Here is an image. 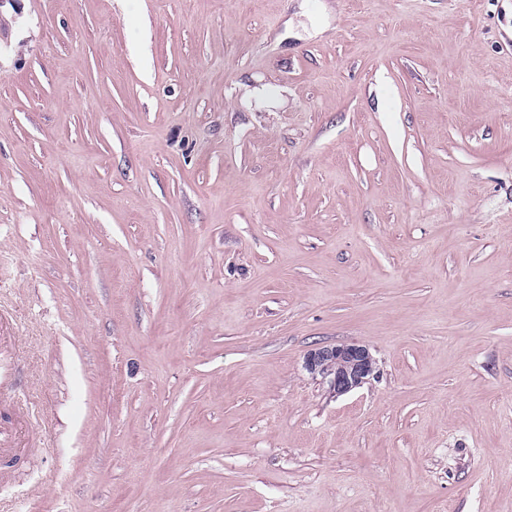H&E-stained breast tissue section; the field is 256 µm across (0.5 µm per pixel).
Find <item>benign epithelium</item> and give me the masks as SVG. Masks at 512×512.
Instances as JSON below:
<instances>
[{"label":"benign epithelium","instance_id":"1","mask_svg":"<svg viewBox=\"0 0 512 512\" xmlns=\"http://www.w3.org/2000/svg\"><path fill=\"white\" fill-rule=\"evenodd\" d=\"M305 369L325 380L331 393L341 396L362 387L377 374V361L369 348L356 342L310 349Z\"/></svg>","mask_w":512,"mask_h":512}]
</instances>
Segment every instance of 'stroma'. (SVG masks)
<instances>
[{
	"label": "stroma",
	"instance_id": "1",
	"mask_svg": "<svg viewBox=\"0 0 512 512\" xmlns=\"http://www.w3.org/2000/svg\"><path fill=\"white\" fill-rule=\"evenodd\" d=\"M0 313V512H512V0L0 8ZM305 369L320 376L336 396L362 387L377 374V361L369 348L356 342L323 345L310 349Z\"/></svg>",
	"mask_w": 512,
	"mask_h": 512
}]
</instances>
